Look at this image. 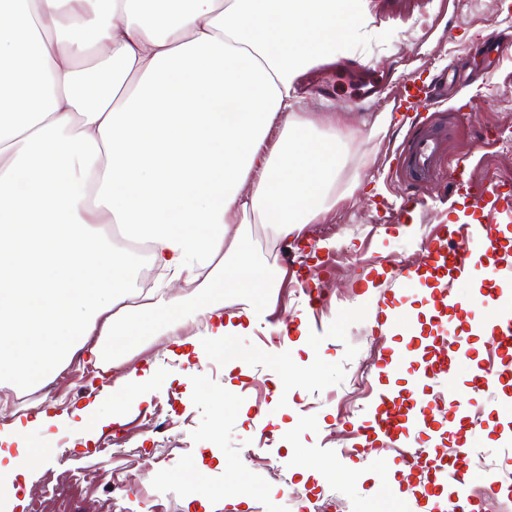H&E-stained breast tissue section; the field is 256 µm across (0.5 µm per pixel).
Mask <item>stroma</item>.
Wrapping results in <instances>:
<instances>
[{"label": "stroma", "instance_id": "35a3bbf8", "mask_svg": "<svg viewBox=\"0 0 512 512\" xmlns=\"http://www.w3.org/2000/svg\"><path fill=\"white\" fill-rule=\"evenodd\" d=\"M360 35L352 48L358 60L388 66L393 84L374 112L392 109L394 85L414 70L437 73L447 68L475 75L472 83L452 85L453 103L473 101L476 109L466 121L454 113L443 118L453 128L451 152L472 157L473 176L512 179V151L496 136L512 132V61L490 76L473 34L501 31L512 35V0H359ZM456 35H449V28ZM345 84H337L333 110L348 139V163L336 187L344 199L318 223L308 225V237L295 241L284 256L282 238L248 215L245 228L254 254L279 278L266 294V317L238 337L239 347L253 358L261 382L216 360L202 320L187 319L179 330L199 339V358L184 363L169 352L166 337L149 336L145 348L119 366L103 368L77 354L57 376L39 389L17 395L0 386V426L15 414L46 408L60 411L72 404L97 402L108 415L106 389L132 370L155 365L167 380L164 388L144 392L121 423L90 435L77 425L51 428L57 455L44 459L31 482L0 474V512H16L26 503L29 512H297L294 489L316 487L336 499L342 512H410L396 494L378 501L374 489L394 484L408 490L414 477L392 474L382 456L355 431L345 433L344 447L328 434L345 403L357 399L350 378L364 361L373 368L369 383L380 393L384 378L379 364L396 342L382 326V312L392 304L411 308L423 328L466 331L464 321L432 318L417 291L390 288L392 264L409 258L421 263L436 224L447 219L470 222L468 211L454 209L447 189L425 190V204L412 221L401 223L390 212L399 200L396 184L385 176L391 150L400 139L398 123L385 127L363 120L346 100ZM336 282L321 310L309 313L307 296L298 289L301 275ZM301 314L304 330L290 334L280 348V363L267 358L266 341L279 334L289 314ZM296 378L287 390L278 382L283 370ZM360 400V399H357ZM370 408V399L360 400ZM485 410L481 425L452 428L448 445L469 458L471 491H485L491 480L512 478V384H494L475 396ZM173 439L163 458L147 455L152 444ZM195 455L205 477L206 492L189 499L176 473L183 458ZM277 457L282 480L271 484L265 457ZM131 480L128 494L113 492L116 481Z\"/></svg>", "mask_w": 512, "mask_h": 512}]
</instances>
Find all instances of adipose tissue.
Listing matches in <instances>:
<instances>
[{
    "mask_svg": "<svg viewBox=\"0 0 512 512\" xmlns=\"http://www.w3.org/2000/svg\"><path fill=\"white\" fill-rule=\"evenodd\" d=\"M351 0H0V380L27 388L88 350L97 365L175 335L192 316L219 342L225 293L265 309L272 271L238 215L279 236L336 204L346 163L335 113L301 118L303 66L350 52ZM93 55V66L79 62ZM118 224L124 245H106ZM159 274L139 317L126 299L134 247ZM165 380L121 377L110 417L94 405L40 411L0 431L14 476L54 454L41 429L98 433Z\"/></svg>",
    "mask_w": 512,
    "mask_h": 512,
    "instance_id": "adipose-tissue-1",
    "label": "adipose tissue"
}]
</instances>
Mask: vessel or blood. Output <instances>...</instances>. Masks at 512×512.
Returning <instances> with one entry per match:
<instances>
[{"mask_svg":"<svg viewBox=\"0 0 512 512\" xmlns=\"http://www.w3.org/2000/svg\"><path fill=\"white\" fill-rule=\"evenodd\" d=\"M432 92L431 86L416 77L402 83L393 99L394 110L406 133L395 149V163L390 166L388 175L409 186L408 192L400 197L395 216L403 222L410 220L423 204L424 189L445 184L455 199L473 210L476 221L468 225H441L439 244L429 249L424 268L404 266L392 273L391 282L399 291L405 292L413 289L424 275H431L436 281L429 295L431 308L439 314L453 308L467 316L472 308L465 305L454 284L478 279L484 318L471 322L470 327L485 334L495 356L479 358L472 348L463 346L454 333L442 332L437 338V351L426 358L424 367L416 369L415 380L421 383L448 374L458 359L465 358L474 365L469 390H449L444 402L430 399L397 402L386 394H378L362 437L371 445L413 432L426 437L429 455L434 458L448 429L464 419L468 391H479L493 381L512 378V304L504 301L500 286L501 259L512 252V238L502 235L493 221L497 215L512 218V182L476 181L468 172L467 157L449 155L450 127L439 120H423L418 116L419 103L429 100ZM476 241L480 242L483 251V268L479 271L468 260L471 246ZM391 463L407 470L416 468L414 461L404 456L392 458ZM419 471L430 485L447 478L453 481V493L448 500L429 501L427 512H459L463 507L468 512H480V503L467 490L464 466H457L452 473L443 465H430Z\"/></svg>","mask_w":512,"mask_h":512,"instance_id":"b4317fda","label":"vessel or blood"}]
</instances>
